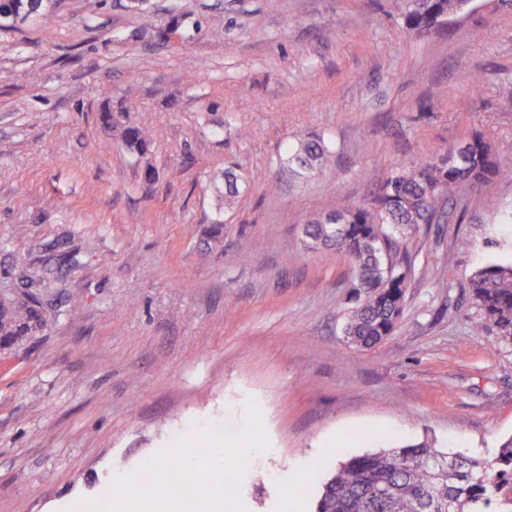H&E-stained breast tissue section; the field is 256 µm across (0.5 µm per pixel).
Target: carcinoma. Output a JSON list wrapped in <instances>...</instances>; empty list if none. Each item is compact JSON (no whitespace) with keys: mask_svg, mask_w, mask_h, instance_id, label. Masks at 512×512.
<instances>
[{"mask_svg":"<svg viewBox=\"0 0 512 512\" xmlns=\"http://www.w3.org/2000/svg\"><path fill=\"white\" fill-rule=\"evenodd\" d=\"M462 0H393L398 18L411 30L428 32L458 13ZM54 0H0L1 24L44 21L52 16ZM125 145L142 151L148 135L126 129ZM329 153L319 137L300 140L288 155V168L300 177L323 164ZM512 167L499 164L489 145L474 135L463 144L402 168L378 182L370 202L353 204L309 220L303 234L313 244L347 256L356 268L351 284L354 305L343 325L348 341L360 348L381 342L395 327L403 310L406 274L394 259L398 236L421 224H431L442 204L463 184L478 185L494 177H509ZM472 299L481 310L473 328L489 327L512 343V264L477 270L471 279ZM41 302L35 293L11 306L0 307V338L22 336L41 322ZM334 471L324 483L316 512H512V439L503 443L495 469L479 459L436 447L431 441L407 443L360 456L343 458L334 448Z\"/></svg>","mask_w":512,"mask_h":512,"instance_id":"1","label":"carcinoma"}]
</instances>
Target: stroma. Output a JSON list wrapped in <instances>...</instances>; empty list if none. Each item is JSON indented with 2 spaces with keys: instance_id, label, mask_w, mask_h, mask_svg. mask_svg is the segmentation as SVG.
<instances>
[{
  "instance_id": "35a3bbf8",
  "label": "stroma",
  "mask_w": 512,
  "mask_h": 512,
  "mask_svg": "<svg viewBox=\"0 0 512 512\" xmlns=\"http://www.w3.org/2000/svg\"><path fill=\"white\" fill-rule=\"evenodd\" d=\"M130 126L152 131L144 154ZM476 133L512 164V0L427 35L390 0H58L52 23L0 28V295L44 290L42 329L0 350V512L107 489L112 512H313L331 449L388 441L494 462L512 343L474 331L469 282L512 261V180L462 186L458 216L402 237L403 314L369 350L341 332L353 263L302 233ZM305 134L334 162L300 179ZM196 448L231 482L124 495Z\"/></svg>"
}]
</instances>
